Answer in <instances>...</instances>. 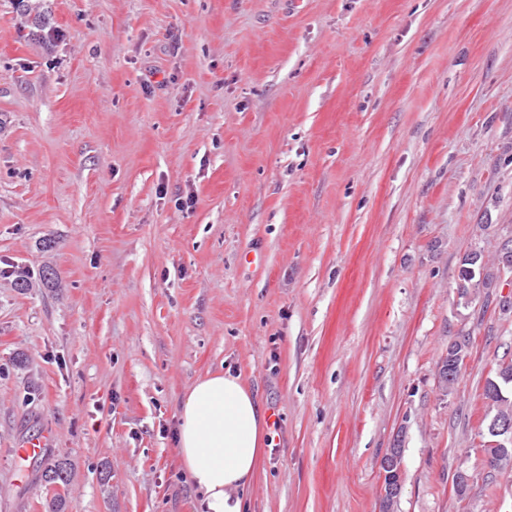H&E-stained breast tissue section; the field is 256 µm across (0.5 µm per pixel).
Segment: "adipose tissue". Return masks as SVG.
I'll use <instances>...</instances> for the list:
<instances>
[{"instance_id": "ef3b65f1", "label": "adipose tissue", "mask_w": 512, "mask_h": 512, "mask_svg": "<svg viewBox=\"0 0 512 512\" xmlns=\"http://www.w3.org/2000/svg\"><path fill=\"white\" fill-rule=\"evenodd\" d=\"M266 433L240 376L216 372L195 382L180 407L177 445L200 512H245Z\"/></svg>"}]
</instances>
